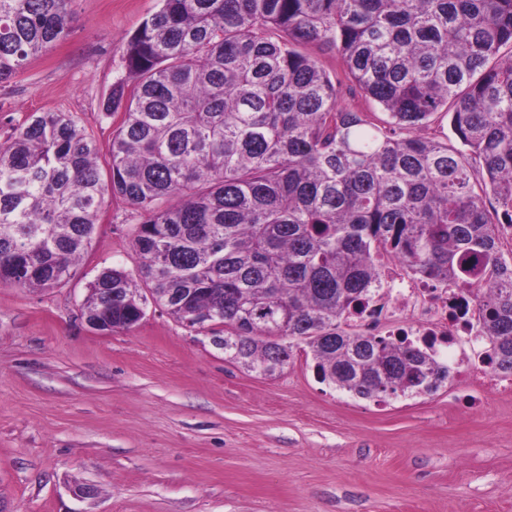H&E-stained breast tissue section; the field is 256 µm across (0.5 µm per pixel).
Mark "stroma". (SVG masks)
Segmentation results:
<instances>
[{"mask_svg":"<svg viewBox=\"0 0 512 512\" xmlns=\"http://www.w3.org/2000/svg\"><path fill=\"white\" fill-rule=\"evenodd\" d=\"M69 8L67 39L0 83V142L66 112L108 148L121 117L104 101L160 0ZM138 221L106 198L68 283L0 284V512H512V394L453 377L378 404L319 382L301 353L266 378L152 306L132 330L91 329L89 286L135 273Z\"/></svg>","mask_w":512,"mask_h":512,"instance_id":"35a3bbf8","label":"stroma"}]
</instances>
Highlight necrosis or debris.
Returning <instances> with one entry per match:
<instances>
[{
	"label": "necrosis or debris",
	"instance_id": "1",
	"mask_svg": "<svg viewBox=\"0 0 512 512\" xmlns=\"http://www.w3.org/2000/svg\"><path fill=\"white\" fill-rule=\"evenodd\" d=\"M476 319L475 302L467 291L429 283L390 259L381 269L366 311L353 316L351 324L372 336L385 330L426 337L435 352L455 354L462 382L489 388L493 385L490 367L471 341Z\"/></svg>",
	"mask_w": 512,
	"mask_h": 512
}]
</instances>
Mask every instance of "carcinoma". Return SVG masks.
<instances>
[{"label": "carcinoma", "mask_w": 512, "mask_h": 512, "mask_svg": "<svg viewBox=\"0 0 512 512\" xmlns=\"http://www.w3.org/2000/svg\"><path fill=\"white\" fill-rule=\"evenodd\" d=\"M67 3L0 0V82L68 36ZM125 66L108 179L68 113L0 143V284L67 280L112 196L141 217L137 276L101 272L84 308L114 331L152 303L266 377L302 351L359 398L431 394L451 371L429 343L349 328L389 256L467 290L512 377V0H161ZM345 82L383 116L340 106Z\"/></svg>", "instance_id": "cac0c4a2"}]
</instances>
